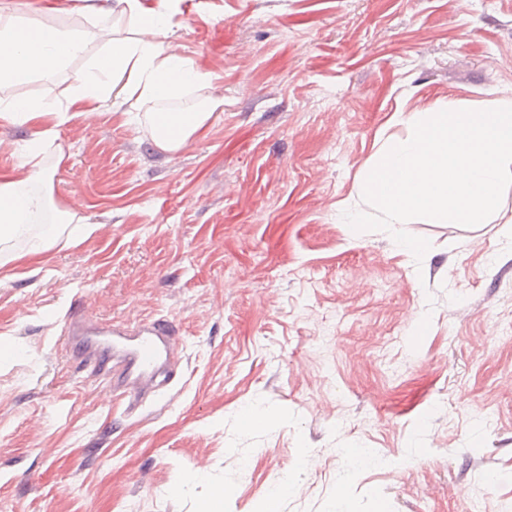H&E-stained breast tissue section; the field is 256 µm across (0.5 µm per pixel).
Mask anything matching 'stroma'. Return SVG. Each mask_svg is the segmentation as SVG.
<instances>
[{"instance_id": "1", "label": "stroma", "mask_w": 512, "mask_h": 512, "mask_svg": "<svg viewBox=\"0 0 512 512\" xmlns=\"http://www.w3.org/2000/svg\"><path fill=\"white\" fill-rule=\"evenodd\" d=\"M34 15L133 28L0 0ZM157 39L207 79L180 105L224 109L163 152L106 100L45 147L77 219L0 267V512H202L219 487L223 512H512V187L486 224L413 219L419 261L343 219L396 113L512 101V0H180ZM101 51L0 103H65ZM72 308L173 322L175 379L128 412L65 357Z\"/></svg>"}]
</instances>
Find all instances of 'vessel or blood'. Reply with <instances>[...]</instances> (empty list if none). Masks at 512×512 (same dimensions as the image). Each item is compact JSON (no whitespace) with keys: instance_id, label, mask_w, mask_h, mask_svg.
<instances>
[{"instance_id":"b4317fda","label":"vessel or blood","mask_w":512,"mask_h":512,"mask_svg":"<svg viewBox=\"0 0 512 512\" xmlns=\"http://www.w3.org/2000/svg\"><path fill=\"white\" fill-rule=\"evenodd\" d=\"M63 336L77 349L83 367L109 378L132 409L147 391L167 384L168 369L178 359L177 330L166 319L107 327L75 309L67 316Z\"/></svg>"}]
</instances>
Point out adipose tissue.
Here are the masks:
<instances>
[{"instance_id": "obj_1", "label": "adipose tissue", "mask_w": 512, "mask_h": 512, "mask_svg": "<svg viewBox=\"0 0 512 512\" xmlns=\"http://www.w3.org/2000/svg\"><path fill=\"white\" fill-rule=\"evenodd\" d=\"M122 2L136 19L130 36L124 38L114 37L104 28L62 31L33 20L0 27L1 82L19 79L35 69L51 71L64 66L86 41L97 38L105 46L90 71L72 88L66 107L42 100L0 106V121L35 129L33 137L20 147L23 164L38 165L44 143L65 121L70 108L106 99L121 107L131 98L149 105L203 84L202 73L156 41V32L164 26L163 12L143 6L141 0ZM223 109L222 97L209 96L189 112L150 113L145 130L158 149L172 152ZM49 183L44 173L26 178L0 176V266L18 261L10 244L23 225L41 223L47 215L54 223H65L66 215L56 209Z\"/></svg>"}]
</instances>
